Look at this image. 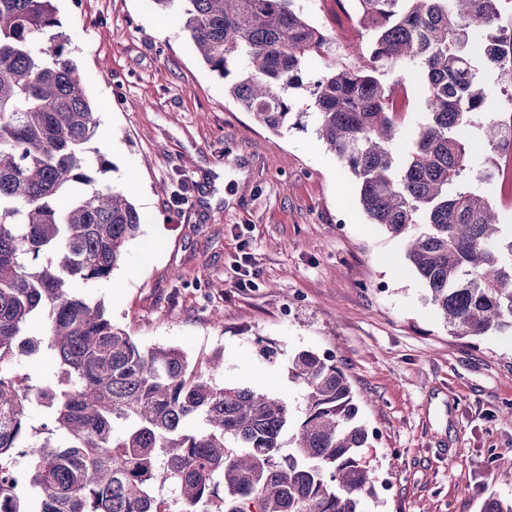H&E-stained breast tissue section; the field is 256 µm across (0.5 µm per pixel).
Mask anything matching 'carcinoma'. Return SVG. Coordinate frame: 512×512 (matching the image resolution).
<instances>
[{
  "label": "carcinoma",
  "instance_id": "carcinoma-1",
  "mask_svg": "<svg viewBox=\"0 0 512 512\" xmlns=\"http://www.w3.org/2000/svg\"><path fill=\"white\" fill-rule=\"evenodd\" d=\"M362 28L354 60L330 55L333 30L295 0H190L185 28L227 93L274 132L288 128L291 92L308 93L316 133L354 177L373 224L408 242L407 255L449 332L512 333V234L497 203L464 186L478 147L504 159L494 112L479 140L464 133L482 109L487 72L512 71L503 0H336ZM53 0H0V512H362L376 476L362 456L369 431L335 355L302 350L287 401L219 384L185 351L144 347L78 291L111 279L142 229L136 207L89 182L85 144L95 109L69 57ZM324 70L304 84L308 61ZM419 77L425 122L399 156L403 122L391 99L406 70ZM47 315L44 337L30 322ZM47 351L55 384L16 370ZM37 403L46 422L29 425ZM26 458L25 482L16 457Z\"/></svg>",
  "mask_w": 512,
  "mask_h": 512
}]
</instances>
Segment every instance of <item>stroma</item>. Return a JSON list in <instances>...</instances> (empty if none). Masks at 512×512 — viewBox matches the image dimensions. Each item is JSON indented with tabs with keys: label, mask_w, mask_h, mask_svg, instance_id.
I'll return each instance as SVG.
<instances>
[{
	"label": "stroma",
	"mask_w": 512,
	"mask_h": 512,
	"mask_svg": "<svg viewBox=\"0 0 512 512\" xmlns=\"http://www.w3.org/2000/svg\"><path fill=\"white\" fill-rule=\"evenodd\" d=\"M97 113L93 187L145 218L124 264L87 286L143 346L175 345L218 383L292 405L288 358L336 354L390 490L364 512H481L512 498L489 458L512 454V337L450 335L403 239L370 223L305 101L275 133L242 111L184 29L187 0H55ZM274 348V357L258 352Z\"/></svg>",
	"instance_id": "stroma-1"
}]
</instances>
